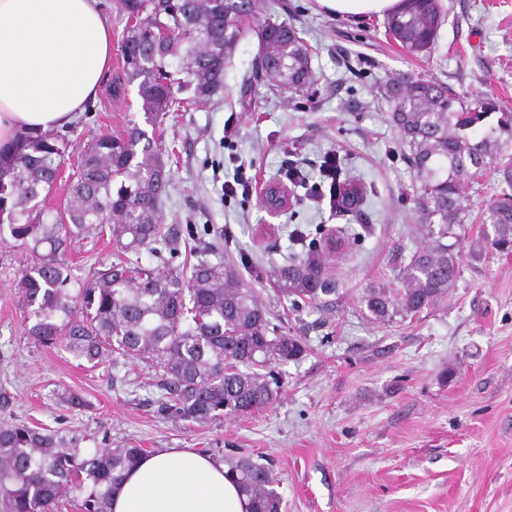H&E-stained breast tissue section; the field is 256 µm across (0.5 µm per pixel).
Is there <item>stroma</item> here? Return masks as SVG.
Here are the masks:
<instances>
[{"label":"stroma","mask_w":512,"mask_h":512,"mask_svg":"<svg viewBox=\"0 0 512 512\" xmlns=\"http://www.w3.org/2000/svg\"><path fill=\"white\" fill-rule=\"evenodd\" d=\"M434 49L415 57L386 36L384 17H339L316 0H257L209 105L167 118L162 141L170 185L163 222L181 232L187 265L233 261L272 323L304 339L301 358L281 365L280 393L248 415L207 423L160 410L154 369L117 358L89 368L62 348L25 334L20 293L29 253L0 243V424L14 420L76 431L85 448H192L217 459L245 455L270 467L282 512H512V254L465 253L453 288L416 316L374 320L369 288L397 293L401 256L429 245L418 234L409 148L390 124L380 86L396 73L483 94L512 113V0H440ZM269 22L300 29L315 81L300 92L263 75L257 31ZM106 75L87 115L72 125L80 146L100 127L142 121L136 85ZM367 193L359 214H339L293 185L291 208L273 212L261 196L285 181L288 163L322 182L325 157ZM493 153L465 190L466 240L482 235L481 213L505 184ZM249 193L225 198L237 167ZM324 241L335 293L292 308L268 281L271 263L301 252L297 233ZM112 258L108 237L89 236L70 254L73 274ZM86 406L69 410L64 399Z\"/></svg>","instance_id":"stroma-1"}]
</instances>
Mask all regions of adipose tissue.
<instances>
[{
    "instance_id": "1",
    "label": "adipose tissue",
    "mask_w": 512,
    "mask_h": 512,
    "mask_svg": "<svg viewBox=\"0 0 512 512\" xmlns=\"http://www.w3.org/2000/svg\"><path fill=\"white\" fill-rule=\"evenodd\" d=\"M112 66V24L99 0H0V146L52 134L94 102ZM112 512H248L223 461L188 448L139 459Z\"/></svg>"
}]
</instances>
